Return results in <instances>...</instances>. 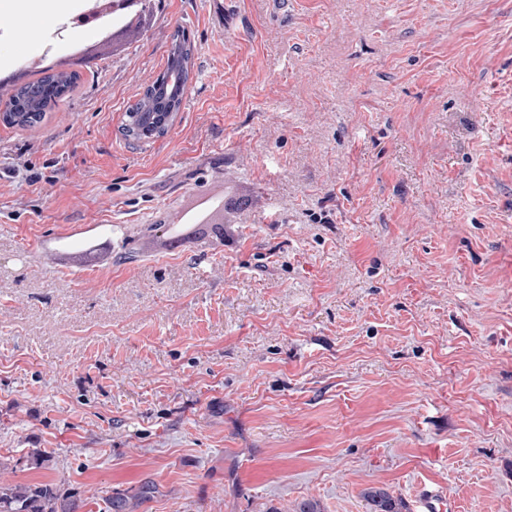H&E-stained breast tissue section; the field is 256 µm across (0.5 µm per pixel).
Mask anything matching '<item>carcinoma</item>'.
I'll return each instance as SVG.
<instances>
[{"label": "carcinoma", "instance_id": "1", "mask_svg": "<svg viewBox=\"0 0 512 512\" xmlns=\"http://www.w3.org/2000/svg\"><path fill=\"white\" fill-rule=\"evenodd\" d=\"M194 49L184 33L173 35L170 46V60L181 67L177 85L171 91L164 90V84L153 83L146 87L140 98L125 112L123 131L133 132L139 124L142 112H172L181 110L183 97L180 86L187 85L193 67ZM75 71H40V77L13 84L12 96L0 111V123L7 127L21 129L41 124L48 112L55 109L70 96L78 83ZM369 512H407V505L385 489L365 493ZM0 512H72L60 501L56 492L48 485L16 484L0 486Z\"/></svg>", "mask_w": 512, "mask_h": 512}]
</instances>
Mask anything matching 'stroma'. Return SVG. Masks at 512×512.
Segmentation results:
<instances>
[{
    "label": "stroma",
    "instance_id": "1",
    "mask_svg": "<svg viewBox=\"0 0 512 512\" xmlns=\"http://www.w3.org/2000/svg\"><path fill=\"white\" fill-rule=\"evenodd\" d=\"M179 30L181 110L130 142ZM70 36L72 96L0 124V484L512 512V0H146ZM203 210L223 234L184 235ZM193 56L194 49L191 42L185 36L184 32L177 31L172 38L170 46V57L169 60L175 62L181 67V76L179 80L180 85H175L174 89L170 92L164 90V79L158 85V81L147 86L140 98L130 105L125 112V123L122 128L123 133L127 136L128 133L135 132L139 124L140 112H172L170 117V126L172 125L176 112H180L183 97L179 95V89L183 85V88L187 86L190 79V74L193 67ZM369 512H405L407 505L400 497H395L385 489L370 490L365 493Z\"/></svg>",
    "mask_w": 512,
    "mask_h": 512
}]
</instances>
